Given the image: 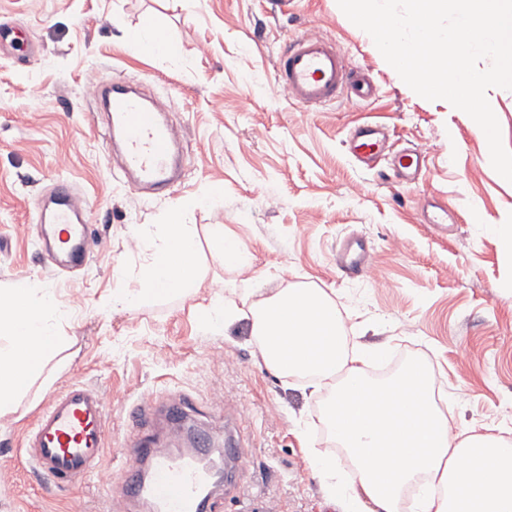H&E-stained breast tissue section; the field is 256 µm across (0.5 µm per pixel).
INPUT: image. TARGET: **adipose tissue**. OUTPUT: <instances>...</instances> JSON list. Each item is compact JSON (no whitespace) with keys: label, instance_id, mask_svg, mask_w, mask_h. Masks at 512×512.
Returning <instances> with one entry per match:
<instances>
[{"label":"adipose tissue","instance_id":"1","mask_svg":"<svg viewBox=\"0 0 512 512\" xmlns=\"http://www.w3.org/2000/svg\"><path fill=\"white\" fill-rule=\"evenodd\" d=\"M198 274V243L191 225L174 222L141 271L139 289L116 288L112 305L129 309L159 297L185 295ZM204 330L225 333L251 320L265 367L290 378L312 374L331 387L323 419L351 470L336 482V460L312 453L309 464L342 512H399L401 493L425 475L409 512H512V440L472 430L453 431L435 400V378L412 361L384 381L366 369L385 350L360 344L320 288H280L243 309L226 300L197 306ZM62 309L53 289L17 281L0 291V417L20 398L66 343Z\"/></svg>","mask_w":512,"mask_h":512}]
</instances>
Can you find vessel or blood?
Listing matches in <instances>:
<instances>
[{
  "label": "vessel or blood",
  "mask_w": 512,
  "mask_h": 512,
  "mask_svg": "<svg viewBox=\"0 0 512 512\" xmlns=\"http://www.w3.org/2000/svg\"><path fill=\"white\" fill-rule=\"evenodd\" d=\"M278 85L290 100L311 108L339 98L368 101L374 85L364 73L352 71L335 43L306 33L289 39L276 63ZM107 124L104 137L119 146L123 169L131 187L154 194L175 179L180 135L165 116V105L113 81L105 89ZM385 137L379 126L362 125L349 137L351 154L360 162H374ZM89 219L85 207L66 184H58L34 203L33 233L46 242L50 262L65 258L68 267L82 266L87 256ZM370 251L361 238L343 240L336 263L348 274H368ZM155 412L139 403L129 412L134 428L131 457L125 458L113 498L120 512L131 507L147 512H216L217 497L203 462L212 454L206 444L176 450L142 435ZM106 404L100 392L71 385L56 394L39 416L26 441L22 461L40 475L60 483L83 479L99 465L106 441Z\"/></svg>",
  "instance_id": "b4317fda"
}]
</instances>
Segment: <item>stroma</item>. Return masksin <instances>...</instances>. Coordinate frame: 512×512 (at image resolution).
Listing matches in <instances>:
<instances>
[{
    "instance_id": "35a3bbf8",
    "label": "stroma",
    "mask_w": 512,
    "mask_h": 512,
    "mask_svg": "<svg viewBox=\"0 0 512 512\" xmlns=\"http://www.w3.org/2000/svg\"><path fill=\"white\" fill-rule=\"evenodd\" d=\"M147 25L163 30L176 58L125 40ZM0 29L19 39L0 51V289L26 277L70 309L46 389L32 388L0 418V464L16 458L38 414L69 384L107 400L100 466L65 487L18 467L0 481V512H112L127 411L178 393L200 408L176 440L181 448L200 428L223 447L224 413L236 412L238 512L258 503L269 512H339L309 466L310 451L329 444L323 393L270 372L249 319L213 336L193 312L273 288L323 289L341 314H356L360 342L433 371L458 429L512 439V248L495 230L512 220V183L488 161L478 125L447 101L417 95L337 0H0ZM313 30L372 78L375 99L308 110L277 96L285 40ZM90 70L158 96L181 129L183 177L166 196L133 190L120 161L107 160L103 116L82 91ZM366 123L389 135L371 168L348 150L350 131ZM413 146L427 157L410 184L393 159ZM59 182L87 205L90 240L85 265L56 276L30 225L34 200ZM216 188L222 202L187 218L199 242L195 291L112 309L113 289L138 287L181 202ZM427 199L453 215L447 236L425 224ZM215 224L245 246L250 267L225 266ZM140 226L146 233L130 248ZM350 235L369 246L376 280L338 269L336 247Z\"/></svg>"
}]
</instances>
